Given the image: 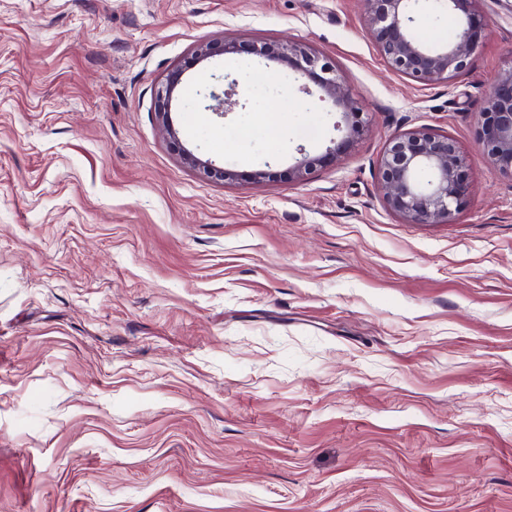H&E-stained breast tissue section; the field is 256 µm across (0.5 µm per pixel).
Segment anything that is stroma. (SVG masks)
Wrapping results in <instances>:
<instances>
[{"label":"stroma","instance_id":"35a3bbf8","mask_svg":"<svg viewBox=\"0 0 512 512\" xmlns=\"http://www.w3.org/2000/svg\"><path fill=\"white\" fill-rule=\"evenodd\" d=\"M479 10L466 71L423 85L362 0H0V512H512V178L477 139L512 0ZM226 40L330 58L352 152L284 178L342 115L246 54L186 71L170 143L157 85ZM416 128L467 160L452 223L382 198Z\"/></svg>","mask_w":512,"mask_h":512}]
</instances>
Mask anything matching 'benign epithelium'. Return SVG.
<instances>
[{"mask_svg":"<svg viewBox=\"0 0 512 512\" xmlns=\"http://www.w3.org/2000/svg\"><path fill=\"white\" fill-rule=\"evenodd\" d=\"M429 0H363L369 35L386 65L417 82H449L464 71L468 60L484 41L486 25L477 7L479 0H435L456 22V36L449 42L427 44L414 30ZM247 53L283 62L303 81L320 89V99L341 111L344 135L330 141L325 153L304 160L288 171V179L300 180L311 168L347 155L364 132L360 111L336 66L303 42H278L260 46L226 41L216 46L202 43L192 57L201 63L214 53ZM185 69L172 70L156 92L157 113L163 133L176 142L169 121L173 93L181 86ZM478 144L495 174L512 176V63L499 75L485 99ZM183 160L211 179L236 178L216 169L188 150ZM383 200L387 208L407 224H448L467 203L470 194L467 162L455 140L446 134L416 129L393 135L379 161Z\"/></svg>","mask_w":512,"mask_h":512,"instance_id":"obj_1","label":"benign epithelium"}]
</instances>
